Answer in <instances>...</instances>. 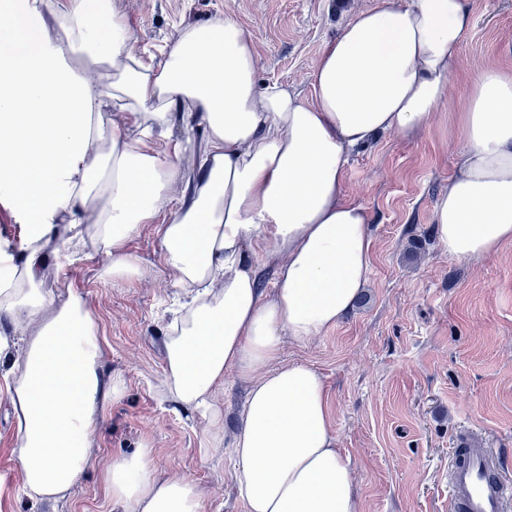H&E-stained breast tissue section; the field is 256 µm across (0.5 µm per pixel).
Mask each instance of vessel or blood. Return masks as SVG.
I'll return each instance as SVG.
<instances>
[{"label": "vessel or blood", "instance_id": "1", "mask_svg": "<svg viewBox=\"0 0 512 512\" xmlns=\"http://www.w3.org/2000/svg\"><path fill=\"white\" fill-rule=\"evenodd\" d=\"M451 512H512V478L485 448L454 449L448 467Z\"/></svg>", "mask_w": 512, "mask_h": 512}]
</instances>
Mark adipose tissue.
<instances>
[{
  "label": "adipose tissue",
  "instance_id": "obj_1",
  "mask_svg": "<svg viewBox=\"0 0 512 512\" xmlns=\"http://www.w3.org/2000/svg\"><path fill=\"white\" fill-rule=\"evenodd\" d=\"M471 23L469 0H382L324 45L308 101L259 85L253 35L229 15L183 28L155 61L112 0H0V200L25 231L23 253L0 266V374L31 505L56 512L72 492L118 392L85 297L44 293V253L61 245L65 262L89 242L104 275H137L127 243L162 213L163 263L183 293L167 325L168 395L209 411L216 432L217 394L231 376L249 380L230 443L247 512H362L324 381L282 363V341L326 333L368 284L370 215L343 197L348 152L432 124ZM179 124L207 134L187 199L172 193ZM448 132L461 165L435 232L450 259L468 260L512 243V70L475 75ZM257 251L278 257L268 298ZM104 481L122 512H205L194 480L155 478L148 448L112 460Z\"/></svg>",
  "mask_w": 512,
  "mask_h": 512
}]
</instances>
